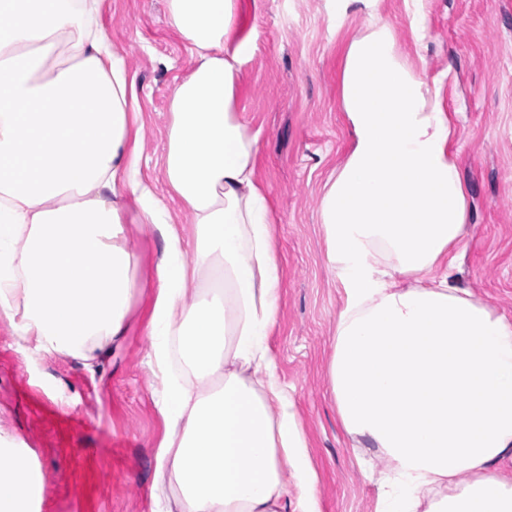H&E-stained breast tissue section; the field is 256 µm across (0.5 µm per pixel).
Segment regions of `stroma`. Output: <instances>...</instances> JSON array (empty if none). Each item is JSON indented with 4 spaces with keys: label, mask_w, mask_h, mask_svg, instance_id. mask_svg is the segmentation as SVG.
<instances>
[{
    "label": "stroma",
    "mask_w": 512,
    "mask_h": 512,
    "mask_svg": "<svg viewBox=\"0 0 512 512\" xmlns=\"http://www.w3.org/2000/svg\"><path fill=\"white\" fill-rule=\"evenodd\" d=\"M335 14L336 0H239L235 34L250 39L251 53L235 108L260 134L258 179L283 266L271 345L308 440L321 512H375L376 490L339 423L327 376L343 291L326 264L318 208L351 142L343 52L377 19L410 64L440 78L441 105L455 115L470 234L455 275L512 318V0H427L419 41L405 0H382L374 16L355 0L339 28ZM101 25L135 80L142 175L190 234L191 218L170 201L163 176L171 94L195 64L190 46L171 25L166 0H105ZM126 234L143 289L111 356L34 353L0 317V448L26 454L44 478L41 498L25 512H161L149 489L164 435L163 384L147 330L159 241L134 224Z\"/></svg>",
    "instance_id": "obj_1"
}]
</instances>
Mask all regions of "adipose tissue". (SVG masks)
<instances>
[{"mask_svg":"<svg viewBox=\"0 0 512 512\" xmlns=\"http://www.w3.org/2000/svg\"><path fill=\"white\" fill-rule=\"evenodd\" d=\"M167 5L195 58L172 91L164 158L187 239L140 175L138 97L103 34L104 0H0V316L35 352L111 353L137 290L125 227L157 232L152 498L167 512H320L270 344L282 264L259 135L235 109L249 52L231 41L237 0ZM340 92L353 140L319 201L344 293L328 380L369 453L375 512H512V320L453 275L466 205L452 118L379 22L349 43ZM42 492L29 460L0 449V512Z\"/></svg>","mask_w":512,"mask_h":512,"instance_id":"adipose-tissue-1","label":"adipose tissue"}]
</instances>
